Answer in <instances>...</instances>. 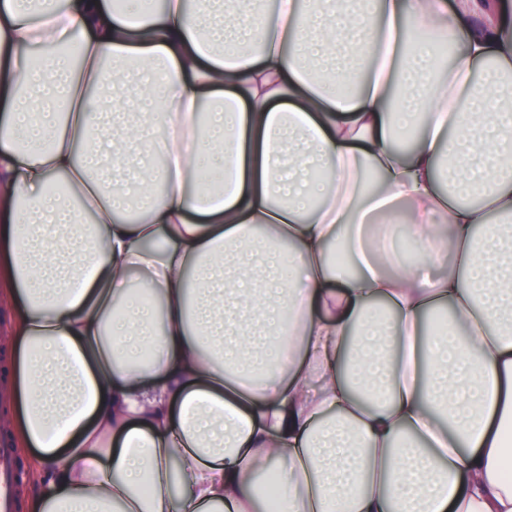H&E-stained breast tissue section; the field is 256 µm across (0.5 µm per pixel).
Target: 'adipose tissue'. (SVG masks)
Returning a JSON list of instances; mask_svg holds the SVG:
<instances>
[{"mask_svg":"<svg viewBox=\"0 0 512 512\" xmlns=\"http://www.w3.org/2000/svg\"><path fill=\"white\" fill-rule=\"evenodd\" d=\"M297 3L0 0L27 512H260L269 473L278 512H512V8Z\"/></svg>","mask_w":512,"mask_h":512,"instance_id":"adipose-tissue-1","label":"adipose tissue"}]
</instances>
